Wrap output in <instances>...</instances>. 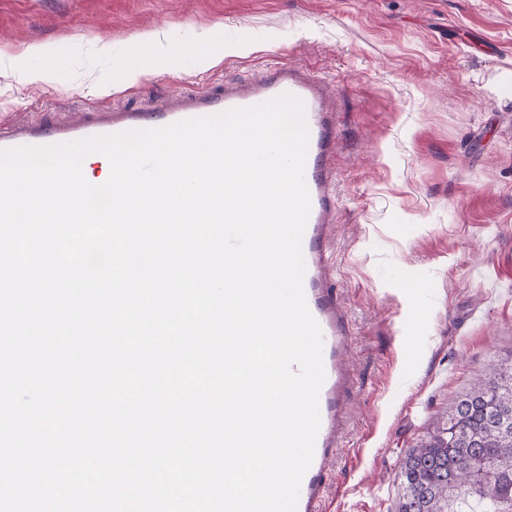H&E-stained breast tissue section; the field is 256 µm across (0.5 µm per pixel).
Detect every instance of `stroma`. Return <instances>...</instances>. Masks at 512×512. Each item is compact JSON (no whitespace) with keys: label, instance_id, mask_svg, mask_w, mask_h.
<instances>
[{"label":"stroma","instance_id":"stroma-1","mask_svg":"<svg viewBox=\"0 0 512 512\" xmlns=\"http://www.w3.org/2000/svg\"><path fill=\"white\" fill-rule=\"evenodd\" d=\"M206 36L220 62L194 54ZM278 62L336 88L329 254L356 386L328 512H395L408 451L512 359V0H0L6 122L71 123Z\"/></svg>","mask_w":512,"mask_h":512}]
</instances>
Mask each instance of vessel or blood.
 I'll return each mask as SVG.
<instances>
[{"instance_id": "1", "label": "vessel or blood", "mask_w": 512, "mask_h": 512, "mask_svg": "<svg viewBox=\"0 0 512 512\" xmlns=\"http://www.w3.org/2000/svg\"><path fill=\"white\" fill-rule=\"evenodd\" d=\"M284 93L293 94L304 102L309 130L304 176L311 211L302 239L306 265L304 290L308 307L322 329L326 372L319 395L320 430L313 462L301 483L297 512H324L330 467L339 456L348 427L346 398L355 386V373L348 356L352 336L348 313L327 275L326 242L336 216L333 163L338 143L336 114L328 104L330 83L302 67L277 63L268 66L252 81L228 79L215 87L191 89L147 110L92 109L85 112L80 122L71 125L35 121L17 128L0 129V149L158 128L231 108L254 106Z\"/></svg>"}]
</instances>
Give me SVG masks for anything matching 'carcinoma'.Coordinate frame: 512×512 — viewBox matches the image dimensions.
Wrapping results in <instances>:
<instances>
[{
    "label": "carcinoma",
    "mask_w": 512,
    "mask_h": 512,
    "mask_svg": "<svg viewBox=\"0 0 512 512\" xmlns=\"http://www.w3.org/2000/svg\"><path fill=\"white\" fill-rule=\"evenodd\" d=\"M400 485L396 512H512V363L454 400Z\"/></svg>",
    "instance_id": "obj_1"
}]
</instances>
